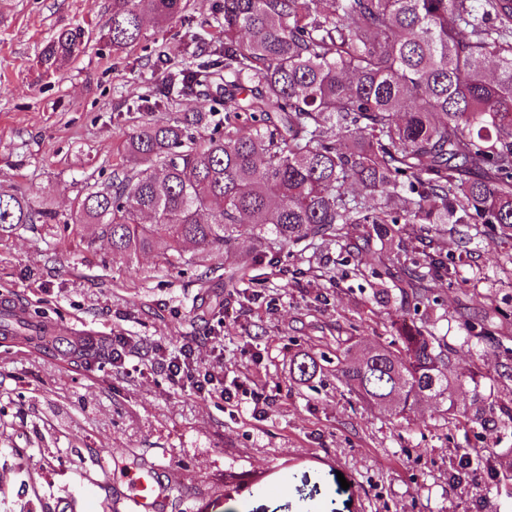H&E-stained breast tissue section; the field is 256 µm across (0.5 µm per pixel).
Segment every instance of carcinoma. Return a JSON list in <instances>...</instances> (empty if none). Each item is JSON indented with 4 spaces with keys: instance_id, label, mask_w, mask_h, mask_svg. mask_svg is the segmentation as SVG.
I'll return each instance as SVG.
<instances>
[{
    "instance_id": "carcinoma-1",
    "label": "carcinoma",
    "mask_w": 512,
    "mask_h": 512,
    "mask_svg": "<svg viewBox=\"0 0 512 512\" xmlns=\"http://www.w3.org/2000/svg\"><path fill=\"white\" fill-rule=\"evenodd\" d=\"M187 7L112 0L105 39L138 45L145 16L163 23ZM88 40L81 27L59 30L40 65L78 56ZM184 52L192 66L137 106L112 179L76 198L71 219L101 225L115 252L157 249L168 264L188 245L216 258L248 224L266 250L238 260L243 269L277 246L331 244L369 224L373 277L401 269L420 318L394 323L387 345L344 348L337 379L393 419L475 381L454 372L448 344L427 325L439 304L433 284L453 279L456 263L439 246L425 271L412 243L418 224L512 239V0H214ZM203 88L200 110L152 118ZM55 219L0 186V244ZM324 361L304 354L294 373L310 381ZM445 414L462 426L490 422L477 397Z\"/></svg>"
}]
</instances>
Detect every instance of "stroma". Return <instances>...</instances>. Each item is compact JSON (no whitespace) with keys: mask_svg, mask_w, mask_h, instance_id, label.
<instances>
[{"mask_svg":"<svg viewBox=\"0 0 512 512\" xmlns=\"http://www.w3.org/2000/svg\"><path fill=\"white\" fill-rule=\"evenodd\" d=\"M213 0H191L185 17L147 22L146 47L102 41L112 0H0V185L69 214L76 196L107 180L122 135L137 124L136 103L166 71L155 56L210 19ZM90 40L76 59L47 71L38 60L62 28ZM340 243L283 248L273 264L247 270L236 287L205 263L163 266L157 252H113L94 224L21 228L0 247V292L42 321H63L104 336L99 359L38 352L0 338V468L8 487L0 512H119L130 470L160 466L182 482V502L164 512H512V335L474 338L512 313V241L443 238L466 253L432 316L456 371L476 382L451 384L457 406L480 394L496 426L459 427L437 399L390 420L336 379L335 364L307 383L298 354L334 357L338 345L386 343L405 305L379 300L362 277L377 261ZM115 336L131 339L130 363L112 364ZM196 341L197 361L224 364L225 380L248 376L270 398L253 414L249 399H202L174 387L162 356ZM147 375H139V368ZM489 448L477 477L450 486L461 451Z\"/></svg>","mask_w":512,"mask_h":512,"instance_id":"stroma-1","label":"stroma"}]
</instances>
